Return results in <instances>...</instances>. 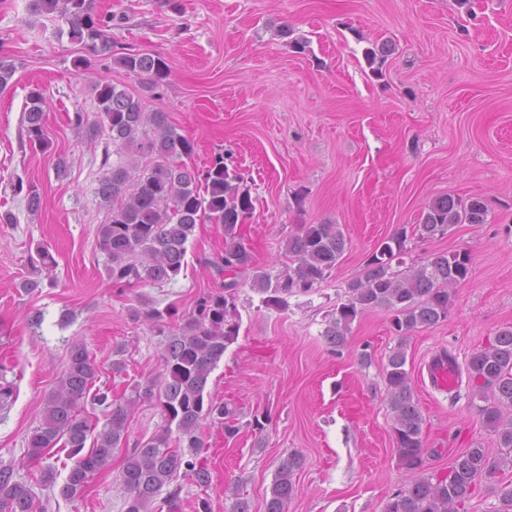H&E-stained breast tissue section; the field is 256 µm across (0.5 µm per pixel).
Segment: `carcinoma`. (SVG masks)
<instances>
[{
	"label": "carcinoma",
	"instance_id": "cac0c4a2",
	"mask_svg": "<svg viewBox=\"0 0 512 512\" xmlns=\"http://www.w3.org/2000/svg\"><path fill=\"white\" fill-rule=\"evenodd\" d=\"M35 16H57L68 25L71 41L82 46L74 65L87 66L95 57L109 56L151 88L168 77L169 65L159 55L146 52H112L94 0H30ZM98 123L108 130L117 160L99 180L97 195L108 209L107 221L98 228L99 247L112 261L109 277L114 286L156 285L173 280L181 271L187 243L204 220L224 229V252L211 264L220 274L235 276L253 266L243 226L254 203L241 174L229 169L224 153L217 152L204 170L184 159L194 144L171 126L165 113L147 112L139 98L110 83L95 86ZM43 93L33 88L25 108V134L32 150L46 151L50 139L45 129ZM487 209L479 199L463 201L451 195L435 198L413 228L419 239L443 235L456 224H483ZM407 232L400 229L380 242L363 272L348 285L347 299L331 313L323 332L330 350L338 351L351 324L375 308L391 311V326L400 337L384 371L388 402L393 413L391 435L400 465L412 472L408 483L386 500L384 512H467L476 485L512 469V326L501 329L488 345L471 354L466 363L468 385L482 405L477 407L485 425L498 435V448L476 445L455 454L444 475L424 476V418L414 400L411 375L406 369L404 340L448 317L451 287L471 275L473 263L466 250L438 252L422 264L397 273L391 264L406 251ZM346 238L336 224H304L288 236L285 252L291 265L284 275L255 271L251 288L261 302L276 308L287 298L306 294L320 284L344 254ZM236 282L224 290L207 291L185 318L173 319L175 310L152 308L136 317L153 324L162 340L160 378L133 387L124 403L109 390L95 387L98 367L81 342L71 345L68 363L57 386L48 395L42 417L29 439L30 462L41 463L48 448L68 449L73 460L61 494L82 495L94 474L106 468L113 454L126 449L118 481L124 491L125 512H152L161 493L174 504L181 481L200 487L211 482L208 462L202 456L203 423L224 429L228 437L239 427L238 409L212 396L209 377L239 333ZM141 398L154 400L163 425L148 441L129 445L131 407ZM97 407L103 425L83 414L85 403ZM92 448L84 452L88 438ZM303 457L290 452L275 471L264 512H288L294 475ZM32 487L17 479L12 464L0 463V512H44Z\"/></svg>",
	"mask_w": 512,
	"mask_h": 512
}]
</instances>
